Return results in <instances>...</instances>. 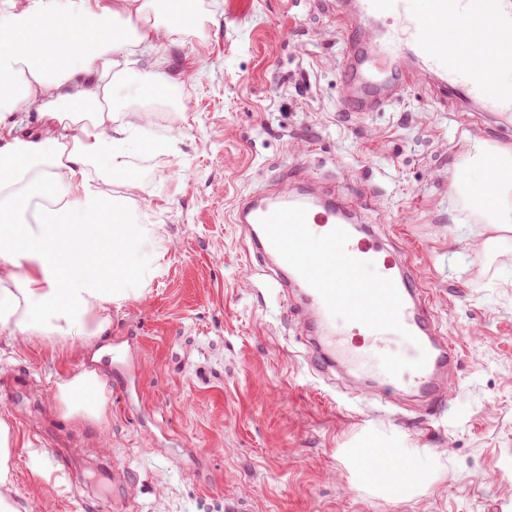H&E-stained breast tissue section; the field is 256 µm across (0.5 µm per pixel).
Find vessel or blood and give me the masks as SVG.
<instances>
[{
    "label": "vessel or blood",
    "instance_id": "obj_1",
    "mask_svg": "<svg viewBox=\"0 0 512 512\" xmlns=\"http://www.w3.org/2000/svg\"><path fill=\"white\" fill-rule=\"evenodd\" d=\"M347 22L342 49L343 101L351 112H378L399 95L417 71L433 77L457 106L487 113L512 112V87L499 96L484 91L483 71L512 72V57L490 56L479 44L512 39V0H338ZM449 50H439L436 32ZM262 259L278 271L280 287L296 286L310 310L309 360L319 372L346 369L385 388L414 389L438 400V375L455 360L454 343L428 337L430 324L418 307L412 266H375L361 273L366 254L379 252L377 236L356 240L357 212L331 186L282 188L239 204ZM365 350H356L354 337Z\"/></svg>",
    "mask_w": 512,
    "mask_h": 512
}]
</instances>
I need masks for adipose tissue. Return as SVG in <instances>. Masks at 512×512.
I'll return each instance as SVG.
<instances>
[{
    "mask_svg": "<svg viewBox=\"0 0 512 512\" xmlns=\"http://www.w3.org/2000/svg\"><path fill=\"white\" fill-rule=\"evenodd\" d=\"M185 0H9L0 11V331L60 337L74 348L107 331L110 306L154 269L149 229L129 223L104 184L125 174L145 112L111 105L143 52L171 40ZM37 112L38 128L27 126ZM460 177L486 223L512 232V149L478 151ZM70 413L102 418L98 375L61 379ZM371 480L391 496L426 483L407 457L381 455Z\"/></svg>",
    "mask_w": 512,
    "mask_h": 512,
    "instance_id": "ef3b65f1",
    "label": "adipose tissue"
}]
</instances>
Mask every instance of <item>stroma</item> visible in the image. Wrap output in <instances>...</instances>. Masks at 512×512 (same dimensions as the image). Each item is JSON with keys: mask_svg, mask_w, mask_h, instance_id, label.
<instances>
[{"mask_svg": "<svg viewBox=\"0 0 512 512\" xmlns=\"http://www.w3.org/2000/svg\"><path fill=\"white\" fill-rule=\"evenodd\" d=\"M165 42L166 88L131 157V221L153 227L156 275L85 349L0 332V421L23 512H512V238L455 184L474 146L511 147L512 116L457 111L432 80L381 112L341 99L336 0H202ZM289 179L331 185L411 263L434 340L457 362L444 412L407 391L312 369L306 321L256 256L236 206ZM135 382L117 396L115 367ZM93 370L106 423L68 415L64 376ZM355 448H398L427 474L396 499Z\"/></svg>", "mask_w": 512, "mask_h": 512, "instance_id": "obj_1", "label": "stroma"}]
</instances>
